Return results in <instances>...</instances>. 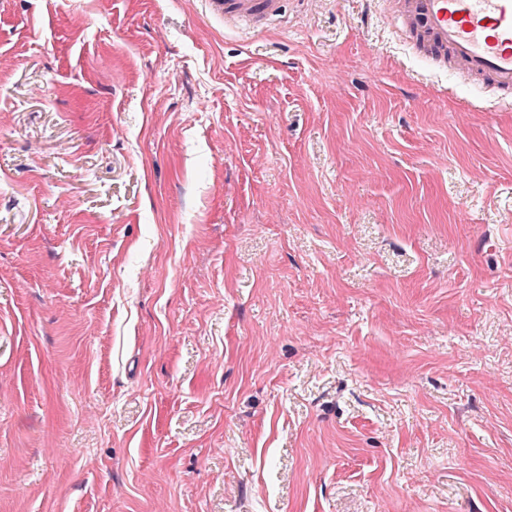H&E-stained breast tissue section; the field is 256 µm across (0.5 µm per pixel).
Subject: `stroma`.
<instances>
[{
    "instance_id": "stroma-1",
    "label": "stroma",
    "mask_w": 512,
    "mask_h": 512,
    "mask_svg": "<svg viewBox=\"0 0 512 512\" xmlns=\"http://www.w3.org/2000/svg\"><path fill=\"white\" fill-rule=\"evenodd\" d=\"M283 8L0 0V512H512V106ZM209 5L242 30L266 27L281 16V0H210Z\"/></svg>"
}]
</instances>
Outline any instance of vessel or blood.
Wrapping results in <instances>:
<instances>
[{
	"mask_svg": "<svg viewBox=\"0 0 512 512\" xmlns=\"http://www.w3.org/2000/svg\"><path fill=\"white\" fill-rule=\"evenodd\" d=\"M213 12L242 30L281 15V0H209ZM405 27L420 50L459 61L467 76L512 98V0H402Z\"/></svg>",
	"mask_w": 512,
	"mask_h": 512,
	"instance_id": "b4317fda",
	"label": "vessel or blood"
}]
</instances>
